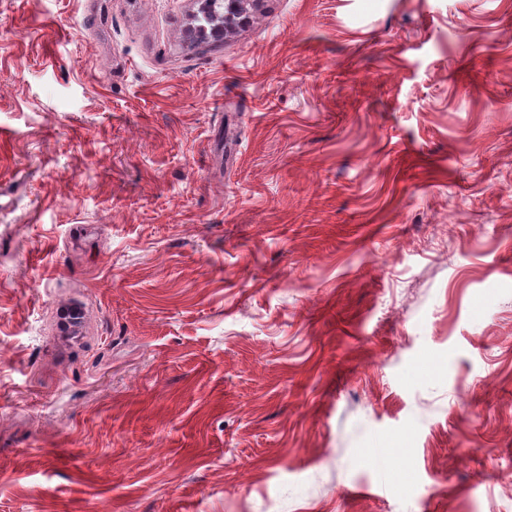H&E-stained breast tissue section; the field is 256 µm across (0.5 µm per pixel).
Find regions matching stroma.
<instances>
[{"instance_id":"stroma-1","label":"stroma","mask_w":512,"mask_h":512,"mask_svg":"<svg viewBox=\"0 0 512 512\" xmlns=\"http://www.w3.org/2000/svg\"><path fill=\"white\" fill-rule=\"evenodd\" d=\"M0 0V512H512V0Z\"/></svg>"}]
</instances>
